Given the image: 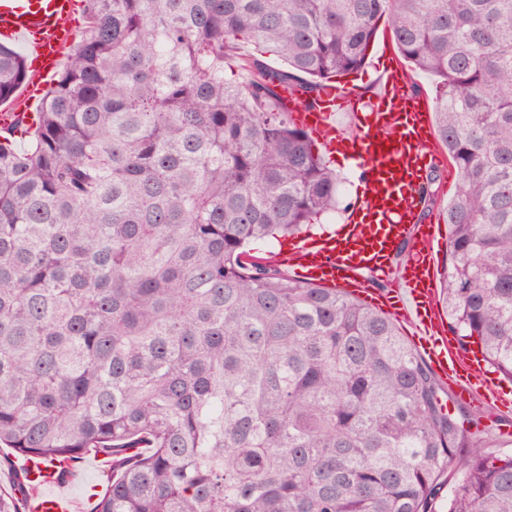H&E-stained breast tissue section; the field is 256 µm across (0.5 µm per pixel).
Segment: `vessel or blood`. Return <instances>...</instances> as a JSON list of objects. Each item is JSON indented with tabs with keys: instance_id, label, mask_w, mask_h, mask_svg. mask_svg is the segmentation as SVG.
<instances>
[{
	"instance_id": "obj_1",
	"label": "vessel or blood",
	"mask_w": 512,
	"mask_h": 512,
	"mask_svg": "<svg viewBox=\"0 0 512 512\" xmlns=\"http://www.w3.org/2000/svg\"><path fill=\"white\" fill-rule=\"evenodd\" d=\"M75 5L76 0H0V37L21 46L30 71L18 102L0 110V131L30 122L42 81L58 69L65 48L76 38L70 24ZM410 81L401 68H390L381 74L369 100H361L353 88L329 84L320 92V108L295 111L296 121L327 150L343 148L370 194L346 215L339 235L292 238L287 264L298 279L345 289L406 320L457 401L490 397L507 409L512 407V390L501 386L483 358L455 346L434 305L439 274L435 227L420 223L419 217L424 178L439 154L430 114L410 96ZM340 112L353 119L352 133L337 128L335 116ZM408 239L414 247L396 288L383 295L371 292L363 271L387 275L393 252ZM58 483L55 477L41 483L38 512H73V501Z\"/></svg>"
}]
</instances>
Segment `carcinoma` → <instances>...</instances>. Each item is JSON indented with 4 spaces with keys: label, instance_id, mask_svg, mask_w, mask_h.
I'll return each instance as SVG.
<instances>
[{
    "label": "carcinoma",
    "instance_id": "1",
    "mask_svg": "<svg viewBox=\"0 0 512 512\" xmlns=\"http://www.w3.org/2000/svg\"><path fill=\"white\" fill-rule=\"evenodd\" d=\"M385 17L460 187L439 294L512 379V0H86L24 145L0 132V446L112 466L95 512H512V453L383 312L251 255L336 211L291 119ZM258 51L225 75L239 44ZM287 64L273 69L263 54ZM28 80L0 44V104ZM0 489V512H23Z\"/></svg>",
    "mask_w": 512,
    "mask_h": 512
}]
</instances>
